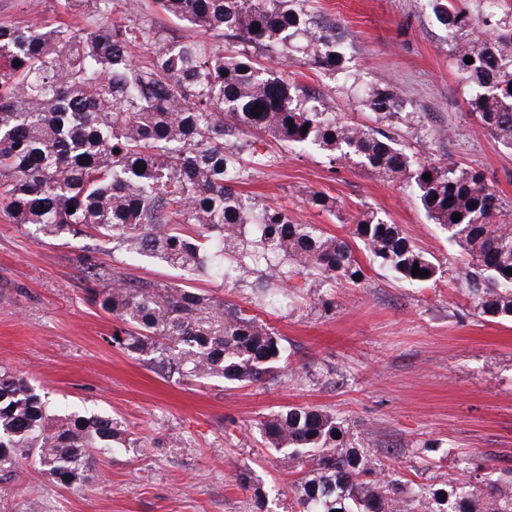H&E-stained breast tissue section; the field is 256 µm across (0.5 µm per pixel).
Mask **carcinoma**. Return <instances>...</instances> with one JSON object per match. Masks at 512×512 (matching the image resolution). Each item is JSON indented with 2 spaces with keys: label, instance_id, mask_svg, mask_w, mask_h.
<instances>
[{
  "label": "carcinoma",
  "instance_id": "obj_1",
  "mask_svg": "<svg viewBox=\"0 0 512 512\" xmlns=\"http://www.w3.org/2000/svg\"><path fill=\"white\" fill-rule=\"evenodd\" d=\"M69 3L88 9L92 30L0 23V213L10 222L45 237H90L99 250L156 259L188 275L234 284L253 274L251 288L271 301L273 286L296 277L326 288L360 284L365 273L347 241L237 190L246 157H256L252 137L268 134L322 151L331 165L405 178L427 216L469 257L475 309L512 319V223L486 174L448 159L416 160L399 144L389 130L408 118L398 85L369 87L359 106L372 124L358 125L320 103H300L288 69L267 67L255 54L273 51L346 79L339 21L309 0H154L192 28L243 44L232 51L111 24L114 0ZM430 4L454 34L451 58L471 89L472 114L512 150V15L492 0L477 10L451 0ZM150 36L158 48L134 62L131 49ZM307 204L330 211L336 202L315 192ZM353 223L354 238L392 277L419 285L437 279L439 266L399 225L373 210ZM416 263L429 275L412 276ZM79 272L91 302L120 322L112 345L148 355L168 379L266 384L288 358L280 337L221 297L117 268L108 282L91 254ZM261 431L298 476V512H478L479 499L485 512H512V469L476 481L477 467L466 460L467 480L437 488L397 480L379 459L355 450L339 418L315 407L269 417ZM128 447L112 415L56 414L38 386L0 367V480L17 477L21 461L33 457L39 477L83 485L93 478L95 455Z\"/></svg>",
  "mask_w": 512,
  "mask_h": 512
}]
</instances>
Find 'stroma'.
I'll use <instances>...</instances> for the list:
<instances>
[{"label":"stroma","mask_w":512,"mask_h":512,"mask_svg":"<svg viewBox=\"0 0 512 512\" xmlns=\"http://www.w3.org/2000/svg\"><path fill=\"white\" fill-rule=\"evenodd\" d=\"M341 21L352 43L349 86L302 69L298 81L360 124L365 86L393 82L406 92L412 127H399L415 159L445 156L482 169L512 203V151L470 114L469 86L449 54L452 37L429 0H311ZM138 18L166 37L214 43L142 0ZM63 21L90 29L68 0H0V22L41 26ZM451 128L443 140L415 127ZM264 164L240 189L257 203L280 205L299 223L320 225L349 242L366 279L327 290L295 278L281 307L208 277L185 276L151 259L132 260L130 277L212 292L249 309L283 337L287 372L265 388L220 379L175 383L146 361L112 346L117 322L95 306L78 273L95 246L86 237L32 234L0 215V364L43 385L55 411L112 415L130 449L98 456L93 479L63 488L47 480L0 482V512H295V493L279 454L260 432L266 418L297 406L336 415L354 431L357 450L378 456L393 476L441 484L460 459L484 470L512 468V320L479 316L465 282L460 249L447 240L408 187L357 165L330 166L323 153L284 146L266 135ZM314 191L334 212L309 207ZM379 212L440 267L427 287L386 275L352 235L354 217ZM331 299L323 310L322 299Z\"/></svg>","instance_id":"obj_1"}]
</instances>
